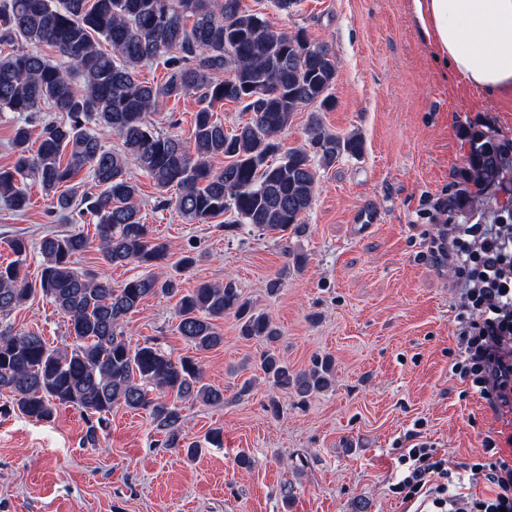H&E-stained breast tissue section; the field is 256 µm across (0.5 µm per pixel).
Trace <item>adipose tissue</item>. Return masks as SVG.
<instances>
[{"label": "adipose tissue", "instance_id": "adipose-tissue-1", "mask_svg": "<svg viewBox=\"0 0 512 512\" xmlns=\"http://www.w3.org/2000/svg\"><path fill=\"white\" fill-rule=\"evenodd\" d=\"M437 58L491 95L512 92V0H412Z\"/></svg>", "mask_w": 512, "mask_h": 512}]
</instances>
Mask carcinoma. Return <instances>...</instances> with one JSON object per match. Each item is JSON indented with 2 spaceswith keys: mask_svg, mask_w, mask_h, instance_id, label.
Returning a JSON list of instances; mask_svg holds the SVG:
<instances>
[{
  "mask_svg": "<svg viewBox=\"0 0 512 512\" xmlns=\"http://www.w3.org/2000/svg\"><path fill=\"white\" fill-rule=\"evenodd\" d=\"M112 47L102 50L99 40ZM16 46L0 55V112L16 114L12 146L16 159L0 166V199L16 212L30 205L28 174L49 197L48 213L74 224H95L97 240L82 231L43 237L33 246L10 239L14 260L0 264V316L25 306L35 295L67 319L75 341L50 346L36 331L17 332L0 323V392L11 394L18 412L49 422L60 406L80 411L88 428L83 443L95 445L115 406L144 411L162 434L165 448L185 442L186 401L224 403V392L204 382L192 358H173L152 342L131 346L124 324L143 301L159 292L179 296L180 335L195 349L223 342L215 321L232 312L247 340L274 342L280 333L271 318L255 310L235 283H201L182 291L155 269L171 257V246L153 236L140 216L135 164L156 188L175 194L160 200L191 222L206 223L227 212L235 224L285 236L304 230L319 168L337 159L358 158L364 142L356 133L328 132L310 114L307 145L282 150L279 134L309 104L333 106L337 61L331 46L298 31L275 29L264 14L242 0H0V44ZM45 44L68 59L65 68L24 49ZM158 65L165 80L138 79V68ZM195 94L189 140L162 134L154 115L159 100ZM224 101L242 105L249 121L226 132L213 119ZM62 114L44 123L31 151L27 118L44 109ZM103 126L121 140L107 150L94 133ZM469 151L458 170V188L448 193V215L474 211L488 190L505 188L512 177V140L483 130L467 132ZM224 162L217 167L215 162ZM86 172L92 182L76 181ZM96 247L109 265L136 264L144 273L114 286L75 267L74 257ZM40 257L39 278L22 269L31 250ZM270 385L306 398L330 387L335 363L317 357L296 371L270 351L260 358Z\"/></svg>",
  "mask_w": 512,
  "mask_h": 512,
  "instance_id": "cac0c4a2",
  "label": "carcinoma"
}]
</instances>
